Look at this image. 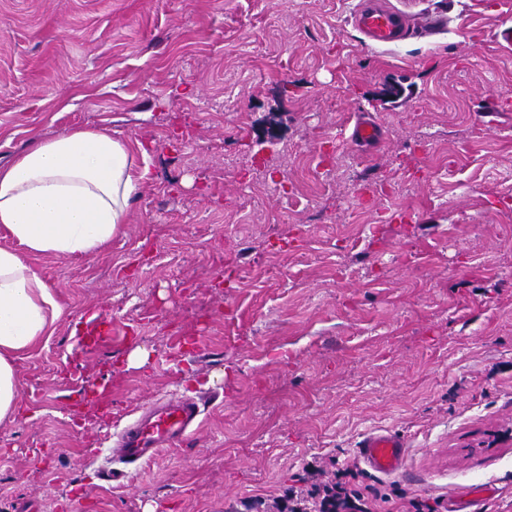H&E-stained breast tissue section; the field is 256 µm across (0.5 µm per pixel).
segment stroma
Instances as JSON below:
<instances>
[{
  "label": "stroma",
  "mask_w": 512,
  "mask_h": 512,
  "mask_svg": "<svg viewBox=\"0 0 512 512\" xmlns=\"http://www.w3.org/2000/svg\"><path fill=\"white\" fill-rule=\"evenodd\" d=\"M357 2L0 0V165L75 126L154 150L124 235L34 261L64 315L18 363L0 512H234L386 428L392 512L480 484L512 512V0H390L440 24L382 48ZM359 117L381 142L339 145ZM100 313L118 332L73 355ZM174 391L200 431L108 479L92 435Z\"/></svg>",
  "instance_id": "stroma-1"
}]
</instances>
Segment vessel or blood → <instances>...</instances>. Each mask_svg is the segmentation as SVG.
Instances as JSON below:
<instances>
[{
    "instance_id": "1",
    "label": "vessel or blood",
    "mask_w": 512,
    "mask_h": 512,
    "mask_svg": "<svg viewBox=\"0 0 512 512\" xmlns=\"http://www.w3.org/2000/svg\"><path fill=\"white\" fill-rule=\"evenodd\" d=\"M353 19L373 45L394 44L415 32L410 18L387 7L385 0H359ZM200 414L199 403L189 398L174 397L152 403L117 432L111 457L139 467L165 449L182 447L198 426ZM357 453L373 473L392 476L403 469L408 442L394 431L369 432L360 440Z\"/></svg>"
}]
</instances>
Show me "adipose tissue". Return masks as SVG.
Returning <instances> with one entry per match:
<instances>
[{
  "mask_svg": "<svg viewBox=\"0 0 512 512\" xmlns=\"http://www.w3.org/2000/svg\"><path fill=\"white\" fill-rule=\"evenodd\" d=\"M152 154L106 128L38 139L0 166V424L21 413L17 362L51 335L63 310L34 256L88 257L123 234L131 204L154 179Z\"/></svg>",
  "mask_w": 512,
  "mask_h": 512,
  "instance_id": "1",
  "label": "adipose tissue"
}]
</instances>
